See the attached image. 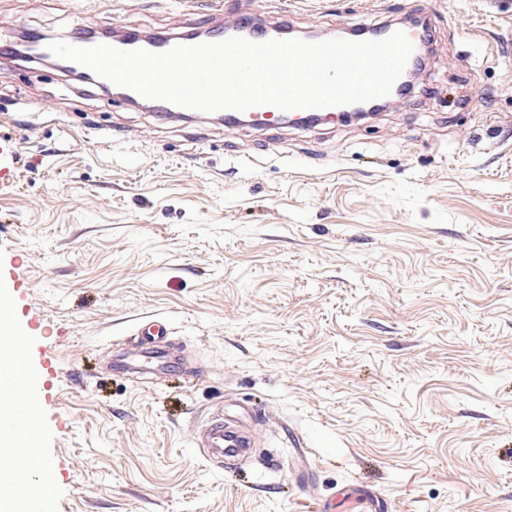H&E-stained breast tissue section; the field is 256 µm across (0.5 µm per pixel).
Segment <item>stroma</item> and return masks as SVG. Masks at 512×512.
<instances>
[{
  "label": "stroma",
  "mask_w": 512,
  "mask_h": 512,
  "mask_svg": "<svg viewBox=\"0 0 512 512\" xmlns=\"http://www.w3.org/2000/svg\"><path fill=\"white\" fill-rule=\"evenodd\" d=\"M331 32L421 9L412 97L363 122L161 120L0 68V290L53 350L49 512H512V0H223ZM209 0H0L29 31H184ZM156 318L199 367L135 376ZM253 409L249 459L197 442Z\"/></svg>",
  "instance_id": "obj_1"
}]
</instances>
